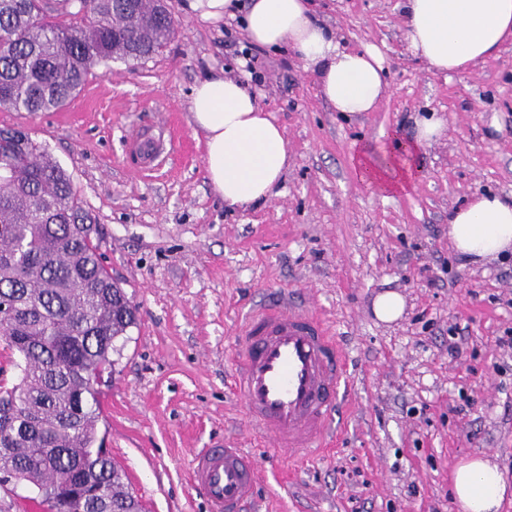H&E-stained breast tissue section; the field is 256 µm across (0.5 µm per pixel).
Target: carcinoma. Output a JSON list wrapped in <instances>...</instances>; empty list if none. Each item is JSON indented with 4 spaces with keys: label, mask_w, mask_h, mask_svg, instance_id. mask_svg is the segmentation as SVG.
Segmentation results:
<instances>
[{
    "label": "carcinoma",
    "mask_w": 512,
    "mask_h": 512,
    "mask_svg": "<svg viewBox=\"0 0 512 512\" xmlns=\"http://www.w3.org/2000/svg\"><path fill=\"white\" fill-rule=\"evenodd\" d=\"M174 34L162 0H0V109L55 112L94 68L138 61ZM67 172L23 128L0 129V338L18 355L0 386V469L22 468L50 512H81L88 481L112 512H145L99 450L101 391L135 307L92 239Z\"/></svg>",
    "instance_id": "cac0c4a2"
}]
</instances>
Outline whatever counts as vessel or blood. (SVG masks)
I'll return each mask as SVG.
<instances>
[{"instance_id":"b4317fda","label":"vessel or blood","mask_w":512,"mask_h":512,"mask_svg":"<svg viewBox=\"0 0 512 512\" xmlns=\"http://www.w3.org/2000/svg\"><path fill=\"white\" fill-rule=\"evenodd\" d=\"M232 358L235 391L261 442L292 460L318 455L348 390L349 359L331 326L282 292L246 314ZM191 465L209 512H244L258 477L251 450L200 448Z\"/></svg>"}]
</instances>
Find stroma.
Masks as SVG:
<instances>
[{"label": "stroma", "mask_w": 512, "mask_h": 512, "mask_svg": "<svg viewBox=\"0 0 512 512\" xmlns=\"http://www.w3.org/2000/svg\"><path fill=\"white\" fill-rule=\"evenodd\" d=\"M166 0L175 34L139 62L96 67L55 112L0 110L49 147L92 215L114 280L137 311L101 399L105 448L146 512H208L190 477L196 448L252 447L230 386V348L251 306L287 291L329 317L351 366L337 452L293 465L260 455L246 512H455L448 477L492 457L512 485V257L472 263L448 215L473 193L512 196V43L461 75H439L408 49L400 0H314L348 48L376 46L389 88L347 118L292 54L262 49L239 67L240 20L204 22ZM241 78L284 130L288 169L269 203L227 207L205 171L190 93L213 73ZM447 123L407 195L358 179L354 147H376L419 112ZM175 142L164 165L134 167L131 136ZM387 290L402 318L372 311ZM460 351L448 352L449 342Z\"/></svg>", "instance_id": "stroma-1"}]
</instances>
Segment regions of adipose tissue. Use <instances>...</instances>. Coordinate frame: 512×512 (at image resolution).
<instances>
[{"mask_svg": "<svg viewBox=\"0 0 512 512\" xmlns=\"http://www.w3.org/2000/svg\"><path fill=\"white\" fill-rule=\"evenodd\" d=\"M405 37L410 50L430 69L462 74L495 57L512 41V0H403ZM245 29L258 46L292 50L304 71L315 75L321 96L345 115L370 112L387 92L384 64L375 48H346L316 17L310 0H248ZM204 137L206 175L231 206L268 201L288 167L281 127L256 96L235 78L199 81L189 101ZM412 133L385 132L374 150L352 157L358 178L384 196L414 188L425 148L446 130L442 117L415 116ZM448 236L472 261L512 254V200L473 194L451 215ZM508 487L496 464L468 458L453 470L451 493L457 512H499Z\"/></svg>", "mask_w": 512, "mask_h": 512, "instance_id": "adipose-tissue-1", "label": "adipose tissue"}]
</instances>
